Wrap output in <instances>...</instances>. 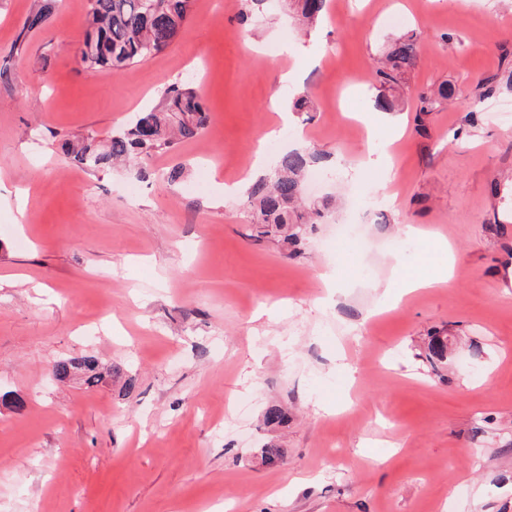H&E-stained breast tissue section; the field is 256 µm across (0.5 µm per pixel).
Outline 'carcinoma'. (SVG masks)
<instances>
[{
  "mask_svg": "<svg viewBox=\"0 0 512 512\" xmlns=\"http://www.w3.org/2000/svg\"><path fill=\"white\" fill-rule=\"evenodd\" d=\"M191 4L192 0H87L88 40L76 45V57L91 69L131 70L182 38L189 25ZM54 7L55 0H41L25 21L15 41L16 50L26 49L27 33L41 27ZM288 8L299 27L308 30L321 21L326 0H288ZM418 53L416 35L393 40L384 61L376 66V82L383 88L397 84L402 75L414 68ZM455 94V88L446 84L435 90L426 89L418 96L417 111L434 112ZM209 121L204 95L194 87L172 84L158 106L135 113L111 136H64L58 140L57 152L92 170L132 160L144 162L172 150L181 141L200 138ZM322 159L323 154L312 147L290 150L278 157L268 174L249 186L248 224L252 239L295 242L300 225L321 223L334 202H306L303 177L311 164ZM82 361L85 383L93 386L102 382L98 361L92 356H85Z\"/></svg>",
  "mask_w": 512,
  "mask_h": 512,
  "instance_id": "cac0c4a2",
  "label": "carcinoma"
}]
</instances>
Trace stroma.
Wrapping results in <instances>:
<instances>
[{"label": "stroma", "instance_id": "1", "mask_svg": "<svg viewBox=\"0 0 512 512\" xmlns=\"http://www.w3.org/2000/svg\"><path fill=\"white\" fill-rule=\"evenodd\" d=\"M36 4L0 0V512H512V126L492 116L512 99V0H329L307 36L282 0L247 24L240 0H193L183 38L121 75L75 56L86 0H58L15 54ZM412 31L401 105L375 111L376 61ZM176 81L207 99L199 139L138 174L58 155L59 137H107ZM441 84L454 102L417 112ZM297 88L310 111L289 112ZM299 128L326 156L307 193L334 196L335 221L304 225L295 251L253 243L225 182L267 132L282 152ZM386 196L367 250L335 251L337 226ZM403 224L424 233L408 254ZM446 268L447 285L376 314L398 274ZM77 354L123 372L56 381Z\"/></svg>", "mask_w": 512, "mask_h": 512}]
</instances>
